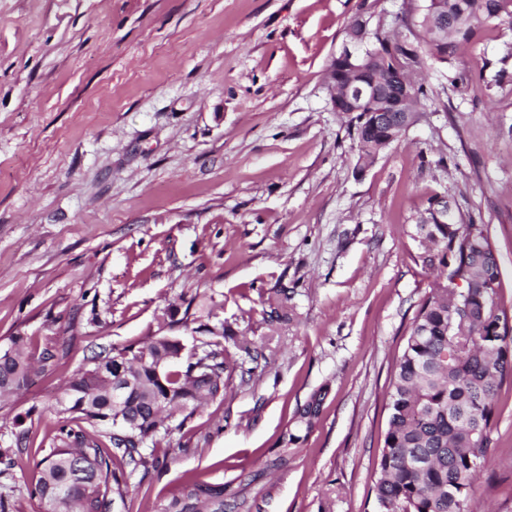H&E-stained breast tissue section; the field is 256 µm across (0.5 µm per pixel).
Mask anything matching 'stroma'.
Segmentation results:
<instances>
[{
    "label": "stroma",
    "mask_w": 512,
    "mask_h": 512,
    "mask_svg": "<svg viewBox=\"0 0 512 512\" xmlns=\"http://www.w3.org/2000/svg\"><path fill=\"white\" fill-rule=\"evenodd\" d=\"M427 0H0V349L41 368L0 401V512L31 491L65 383L99 348L224 328L222 397L174 414L110 512L191 481L224 512H377L393 365L436 276L434 197L487 225L512 314V19L415 72L417 122L362 165L327 81L361 14ZM507 71L498 79L499 71ZM321 395L313 425L299 413ZM473 512H512V390Z\"/></svg>",
    "instance_id": "stroma-1"
}]
</instances>
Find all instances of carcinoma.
<instances>
[{
  "label": "carcinoma",
  "mask_w": 512,
  "mask_h": 512,
  "mask_svg": "<svg viewBox=\"0 0 512 512\" xmlns=\"http://www.w3.org/2000/svg\"><path fill=\"white\" fill-rule=\"evenodd\" d=\"M500 17L512 18V0H429L419 18L410 12L402 18L411 41L396 39L390 47L380 28H362L359 36L376 41L380 51L355 79L399 86L407 81L408 65L448 62L471 40L475 24ZM348 129L360 158L372 161L408 126L381 92L355 107ZM437 203L432 200L427 209L429 223L416 225L418 258L429 268L452 265L477 285L455 292L440 282L414 314L388 392L374 483L380 512H470L474 477L496 444L498 394L505 385L512 388V326L497 298L499 266L488 227L459 212L439 224ZM200 345L184 363L175 336L137 348L103 349L93 367L68 381L61 413L86 427H61L42 459V476L32 491L42 512H110L112 500L127 493L128 472L148 470L142 449L167 430L163 413L178 410L188 419L201 400L224 395V348L211 340ZM160 351L172 361L159 376L152 357ZM121 371L137 380L122 397L125 418L112 412V378ZM33 373L18 336L0 351V397L26 389ZM164 512H224V484L193 481Z\"/></svg>",
  "instance_id": "cac0c4a2"
}]
</instances>
